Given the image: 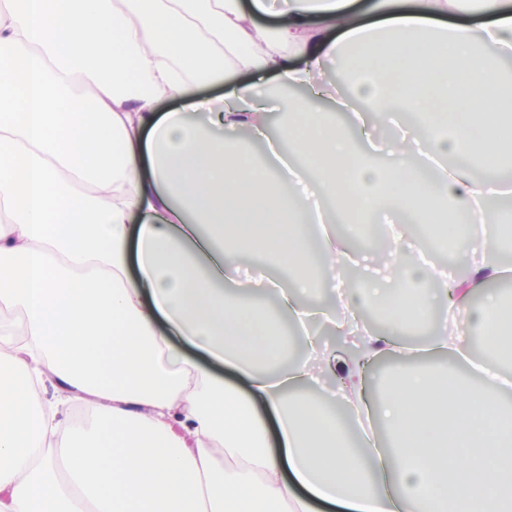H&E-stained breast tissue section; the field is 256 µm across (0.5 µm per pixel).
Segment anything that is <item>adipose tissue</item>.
<instances>
[{"instance_id": "obj_1", "label": "adipose tissue", "mask_w": 512, "mask_h": 512, "mask_svg": "<svg viewBox=\"0 0 512 512\" xmlns=\"http://www.w3.org/2000/svg\"><path fill=\"white\" fill-rule=\"evenodd\" d=\"M273 2L0 0V303L23 311L0 323V512H512L511 375L408 368L365 396L367 361L436 299L459 328L440 327L433 351L464 357L476 335L512 361V302L472 301L505 268L468 250L456 281L397 249L392 277L357 292L336 273L349 244L326 227L312 247L306 231L311 195L352 224L438 225L447 250L458 213L471 232L487 224L490 175L512 168V78L494 66L512 58V0ZM289 53L302 65L285 68ZM331 62L334 92L318 80ZM240 74L277 76L289 115L264 163L226 137L268 128ZM213 84L221 97L196 100ZM163 98L185 107L157 111ZM405 113L414 124L385 153L357 148L374 117ZM288 159L313 175L289 207ZM313 250L346 312L388 316L381 336L338 322L346 357L306 329ZM245 255L283 269L271 310L239 280ZM283 316L309 359L283 362ZM76 404L93 420L70 422Z\"/></svg>"}]
</instances>
